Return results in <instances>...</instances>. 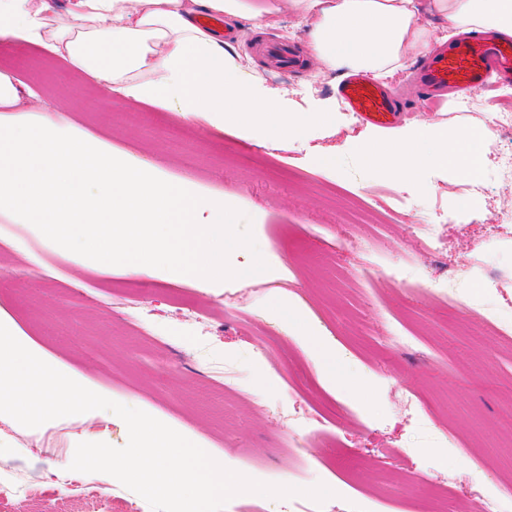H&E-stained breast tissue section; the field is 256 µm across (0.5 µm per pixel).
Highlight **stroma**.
Returning a JSON list of instances; mask_svg holds the SVG:
<instances>
[{
    "label": "stroma",
    "instance_id": "obj_1",
    "mask_svg": "<svg viewBox=\"0 0 512 512\" xmlns=\"http://www.w3.org/2000/svg\"><path fill=\"white\" fill-rule=\"evenodd\" d=\"M247 73L288 89L294 107L334 105L341 129H314L274 150L220 130L207 116L106 95L37 46L0 50V69L29 85L34 110L56 107L115 155L160 170L175 186L236 206L250 243L234 265L274 262L278 279L227 276L222 286L100 274L50 247L29 224L0 213V318L112 393L197 441L225 467L255 480L334 495L323 504L257 494L224 512H481L500 497L512 512V182L491 178L512 137L492 132L512 81L437 97L411 81L418 59L384 85L400 126L490 128L483 176L428 168L420 186L363 163L366 131L334 77L313 79L303 58L308 27L288 12L252 32L233 22ZM296 64L272 71L268 42ZM335 152V166L318 158ZM440 241L439 249L426 240ZM409 269L405 282L393 280ZM463 280L456 302L432 281ZM497 326L474 314L480 286ZM295 311L284 321L281 303ZM127 428L68 416L20 427L0 454V478L21 486L0 512H120L137 501L120 482L71 470L75 447Z\"/></svg>",
    "mask_w": 512,
    "mask_h": 512
}]
</instances>
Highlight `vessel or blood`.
Listing matches in <instances>:
<instances>
[{
    "label": "vessel or blood",
    "instance_id": "b4317fda",
    "mask_svg": "<svg viewBox=\"0 0 512 512\" xmlns=\"http://www.w3.org/2000/svg\"><path fill=\"white\" fill-rule=\"evenodd\" d=\"M491 69L512 78V41L476 38L451 49L441 48L424 63L419 82L429 90H463L484 84ZM341 95L350 110L367 124L386 127L398 115L394 98L382 86L363 77L347 80Z\"/></svg>",
    "mask_w": 512,
    "mask_h": 512
}]
</instances>
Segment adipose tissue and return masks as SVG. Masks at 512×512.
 I'll return each mask as SVG.
<instances>
[{
  "instance_id": "obj_1",
  "label": "adipose tissue",
  "mask_w": 512,
  "mask_h": 512,
  "mask_svg": "<svg viewBox=\"0 0 512 512\" xmlns=\"http://www.w3.org/2000/svg\"><path fill=\"white\" fill-rule=\"evenodd\" d=\"M289 9L309 23L307 57L321 76L394 74L430 47L415 0H0V42L35 45L64 59L92 85L287 149L314 126L336 127L328 108L288 109V92L262 89L233 43L199 25L200 12L248 21L253 30ZM430 12L461 33L512 37V0H429ZM33 91L0 70V212L33 225L58 251L129 276L223 278L247 242L230 220L233 202L172 186L159 171L116 159L61 112H36ZM487 129L433 124L361 142L366 165L405 183L428 167L482 164Z\"/></svg>"
}]
</instances>
